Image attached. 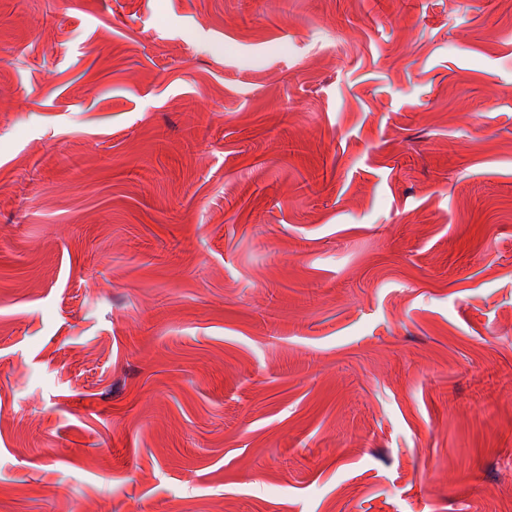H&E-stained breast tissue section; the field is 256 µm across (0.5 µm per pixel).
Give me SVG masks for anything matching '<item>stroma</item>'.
I'll return each instance as SVG.
<instances>
[{
  "mask_svg": "<svg viewBox=\"0 0 512 512\" xmlns=\"http://www.w3.org/2000/svg\"><path fill=\"white\" fill-rule=\"evenodd\" d=\"M0 512H512V0H0Z\"/></svg>",
  "mask_w": 512,
  "mask_h": 512,
  "instance_id": "obj_1",
  "label": "stroma"
}]
</instances>
